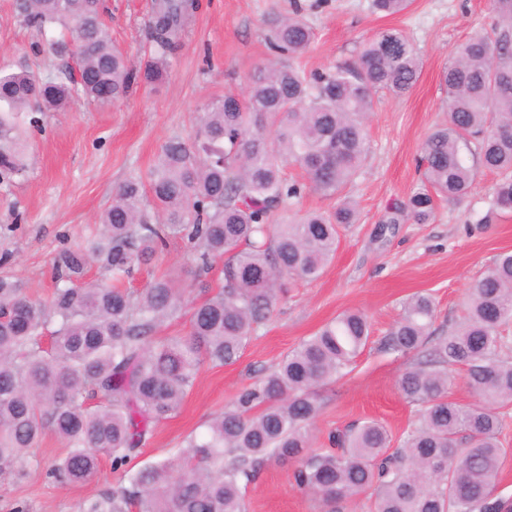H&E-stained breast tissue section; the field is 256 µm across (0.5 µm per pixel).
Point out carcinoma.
<instances>
[{
  "label": "carcinoma",
  "instance_id": "obj_1",
  "mask_svg": "<svg viewBox=\"0 0 512 512\" xmlns=\"http://www.w3.org/2000/svg\"><path fill=\"white\" fill-rule=\"evenodd\" d=\"M410 4L370 0V9L390 16ZM492 4V32L460 42L442 72L448 120L422 145L421 187L380 223L428 224L437 199L461 201L476 177L468 154L500 175L494 205L512 209V0ZM158 8L149 25L151 60L137 67L112 43L104 0H17L23 23L57 56L76 59L78 73L0 71V180L22 169L19 113L73 97L106 106L164 78L199 3L160 0ZM269 24L275 59L252 74L246 99L212 103L191 143L169 142L147 179L132 175L113 190L101 233L58 255L49 304L0 278V477L24 474L50 428L67 447L47 471L56 482L92 481L102 454L120 473L118 488L85 501L80 512H246L245 489L272 459L293 462L295 485L326 512L367 492L371 512H512V501L495 495L508 452L500 408L512 402V361L501 356L502 332L512 323V253L477 281L466 315L448 334L433 328L430 296L403 302L385 345L416 357L398 387L419 409L397 446L368 420L332 437L336 447L312 448L315 387L344 376L370 336L368 317L347 311L242 388L177 461L128 467L152 425L178 410L202 363L236 362L287 285L320 277L341 228L357 221L344 190L369 151L373 97L404 96L418 78L419 52L398 29L361 43L350 63L308 73L300 59L313 29L297 12ZM288 161L306 182L284 177ZM306 188L336 204L279 221ZM170 237L186 239L200 277L222 262L223 282L206 288L200 302L169 275L137 295L121 287ZM92 263L111 273L112 285L84 281ZM188 306V335L155 340ZM47 330L52 342L44 350ZM455 364L465 367L473 404L448 398L447 367Z\"/></svg>",
  "mask_w": 512,
  "mask_h": 512
}]
</instances>
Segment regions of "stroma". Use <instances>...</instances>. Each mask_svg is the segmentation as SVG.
<instances>
[{"label": "stroma", "instance_id": "obj_1", "mask_svg": "<svg viewBox=\"0 0 512 512\" xmlns=\"http://www.w3.org/2000/svg\"><path fill=\"white\" fill-rule=\"evenodd\" d=\"M155 3L105 0L104 22L112 40L134 60L148 54V19ZM298 4L315 32L301 59L306 70L349 62L363 41L396 28L421 54L420 76L409 95L374 97L366 123L369 153L346 189L357 204L358 220L342 230L322 275L289 287L236 362L201 365L180 409L155 424L150 443L132 458L133 467L176 459L188 436L205 432L262 369L347 310L364 311L372 333L351 373L317 387L313 445L329 447L330 434L366 419L400 438L417 418L416 406L398 388L413 359L386 351L383 340L402 303L417 292L430 294L438 331L448 333L463 318L476 281L500 254L512 252V212L494 210L497 176L482 169L463 200L439 203L431 223L396 224L385 234L379 226L386 207L406 199L419 184L421 146L446 119L442 71L458 43L490 31L491 0H412L393 16L373 13L369 0H199L162 82L135 86L109 106L75 98L59 109L21 116L25 167L0 184V278L15 281L26 297L48 300L57 253L84 246L99 232L113 189L132 174L148 175L167 142L193 141L208 105L227 95L245 98L250 75L272 57L265 42L269 19ZM36 42L16 0H0V68L56 70L59 59ZM191 266L185 242L172 240L142 262L126 286L139 293L164 274L187 285ZM65 453L64 442L46 431L27 476L0 478V512L21 507L78 512L86 499L118 486L119 475L105 455L91 483L61 485L48 478L49 466ZM245 503L247 512H324L317 499L295 486L291 467L274 460L247 487Z\"/></svg>", "mask_w": 512, "mask_h": 512}]
</instances>
